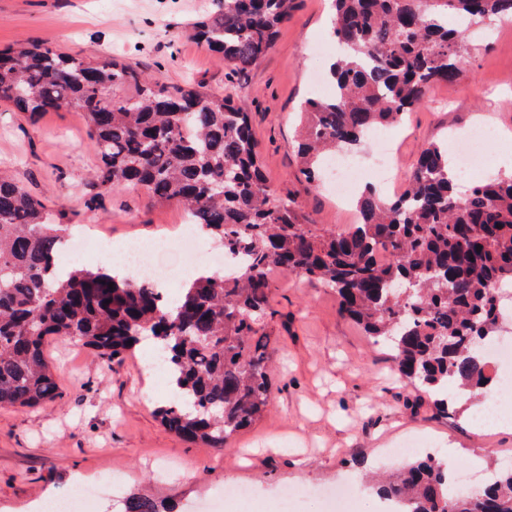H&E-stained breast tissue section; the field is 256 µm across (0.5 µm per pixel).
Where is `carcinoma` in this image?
<instances>
[{"instance_id":"carcinoma-1","label":"carcinoma","mask_w":512,"mask_h":512,"mask_svg":"<svg viewBox=\"0 0 512 512\" xmlns=\"http://www.w3.org/2000/svg\"><path fill=\"white\" fill-rule=\"evenodd\" d=\"M330 37L343 57L325 72L333 91L309 98L300 173L313 186L325 157L359 148L399 123L431 86L455 82L468 29L512 18V0H333ZM294 0H224L191 36L219 55L228 79L274 47ZM115 87L131 93L109 96ZM0 103L34 117L71 105L99 157L88 207L142 187L186 207L189 222L224 243L239 272L185 281L172 300L156 282L105 265L58 270L70 235L51 210L0 171V407L34 408L60 396L45 357L51 339L76 340L115 361L142 339L165 349L174 400L158 411L169 431L209 448L270 408V271L336 292L338 311L394 352L398 373L427 392L451 385L480 396L495 376L484 344L504 317L512 286V172L458 192L442 142L424 146L401 196L371 185L355 197L360 221L316 224L291 194L268 186L246 103L202 82L167 84L109 55L41 44L0 49ZM481 250H476V247ZM385 253L389 262L376 256ZM114 286H109V283ZM449 468L428 456L377 483L404 512H512V464L477 494L454 492ZM124 512H174L138 491Z\"/></svg>"}]
</instances>
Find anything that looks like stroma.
Masks as SVG:
<instances>
[{
    "label": "stroma",
    "mask_w": 512,
    "mask_h": 512,
    "mask_svg": "<svg viewBox=\"0 0 512 512\" xmlns=\"http://www.w3.org/2000/svg\"><path fill=\"white\" fill-rule=\"evenodd\" d=\"M219 0H0V46L39 42L87 56L109 54L169 84L187 80L220 90L225 69L218 56L185 37ZM328 0H295L273 49L237 80L259 141L270 186L292 193L316 223L346 228L353 218L325 186H309L299 171L300 110L313 95L324 62L312 47L326 40ZM462 73L432 86L422 105L399 127L356 152L375 166L386 148L401 177H408L421 147L445 140L478 118L512 139V31L472 25ZM98 164L81 112L63 107L28 117L0 105V168L33 195L64 205L85 234L139 245L173 238L185 222L180 204H153L144 190L110 193L87 209L86 186ZM276 337L270 376L273 404L224 450L188 441L156 416L171 398L167 378L150 347L121 364L100 362L73 340H49L47 362L61 392L45 406L0 407V512H34L48 494L68 495L76 478L111 477L116 495H104L95 512H115L117 498L142 490L197 512L214 496L247 483L265 512H278L280 493L295 496L289 512H322L310 491L353 486L363 493L355 512H373L375 497L357 460L388 470L398 463L390 448L409 438L427 440L447 465L479 461L490 472L512 453V427L494 425L486 408L440 413L432 394L394 369L390 350L373 345L337 310L332 289L280 271L271 274Z\"/></svg>",
    "instance_id": "1"
}]
</instances>
